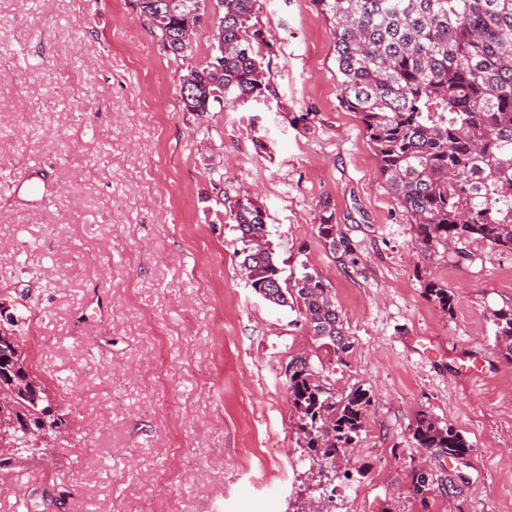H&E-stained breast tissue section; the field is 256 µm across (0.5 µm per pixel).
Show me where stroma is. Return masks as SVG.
<instances>
[{
  "mask_svg": "<svg viewBox=\"0 0 512 512\" xmlns=\"http://www.w3.org/2000/svg\"><path fill=\"white\" fill-rule=\"evenodd\" d=\"M259 7L267 101L186 112L183 62L136 0H0V300L23 297V350L75 420L54 466L0 474V512L43 491L48 512H302L312 497L330 512H512V361L492 322L512 306V250L423 254L340 103L316 0ZM242 192L266 210L284 277L316 272L343 321L351 348L319 356L322 380L373 395L349 464L314 482L288 365L319 343L248 284L218 204ZM327 210L350 257L317 236ZM422 411L472 452L418 448Z\"/></svg>",
  "mask_w": 512,
  "mask_h": 512,
  "instance_id": "obj_1",
  "label": "stroma"
}]
</instances>
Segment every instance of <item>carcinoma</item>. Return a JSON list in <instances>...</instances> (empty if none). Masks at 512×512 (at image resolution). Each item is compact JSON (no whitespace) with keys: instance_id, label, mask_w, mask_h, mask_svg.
<instances>
[{"instance_id":"carcinoma-1","label":"carcinoma","mask_w":512,"mask_h":512,"mask_svg":"<svg viewBox=\"0 0 512 512\" xmlns=\"http://www.w3.org/2000/svg\"><path fill=\"white\" fill-rule=\"evenodd\" d=\"M138 0L141 15L163 48L186 59L193 54L172 35L185 19L202 23L205 0ZM259 0H215L224 24L213 28L205 61L192 66L193 92L180 94L185 112H208L229 98L265 96L261 46L267 45ZM333 35L341 103L366 131L386 189L411 219L425 254L442 246L452 258H468L458 244L470 240L512 249V0H316ZM240 232L243 261L253 290L286 306L300 301L303 317L321 347L337 358L350 350L326 288L314 273L294 283L282 278L262 213L247 194L230 202ZM325 216L317 235L331 253L352 251ZM425 295L448 312V288L432 280ZM495 337L512 359V306L493 312ZM15 324L0 327V422L11 424L21 446L47 425L65 434L71 411L27 361ZM288 397L306 447L334 460L349 455L365 431L373 405L362 386L338 395L324 386L307 359L288 366ZM413 439L438 457L464 458L473 450L451 425L419 413Z\"/></svg>"}]
</instances>
